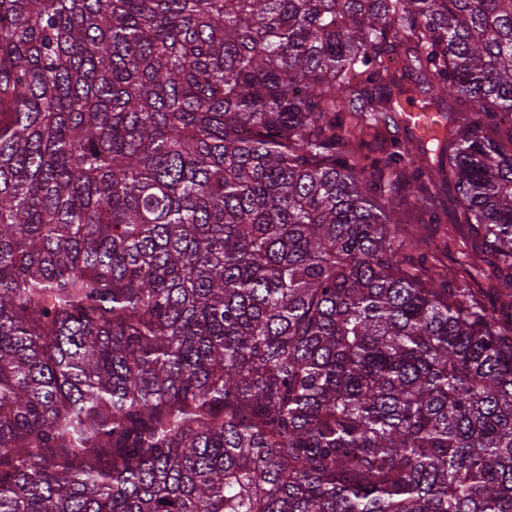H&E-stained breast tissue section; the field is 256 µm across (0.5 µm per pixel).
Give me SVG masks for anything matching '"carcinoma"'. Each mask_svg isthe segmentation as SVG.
Wrapping results in <instances>:
<instances>
[{"mask_svg": "<svg viewBox=\"0 0 512 512\" xmlns=\"http://www.w3.org/2000/svg\"><path fill=\"white\" fill-rule=\"evenodd\" d=\"M506 115L512 0H0V512H512ZM405 113L410 117L408 125L418 137L426 136L434 127V117L437 116L435 112H424L418 107L409 106L404 104ZM426 236L429 251L442 259L448 268L462 276L468 262L478 263L481 271L470 280L472 288H478L486 297L493 300V290L497 284V261L488 254L482 253L481 237L465 224H412ZM445 242L447 244L445 245Z\"/></svg>", "mask_w": 512, "mask_h": 512, "instance_id": "cac0c4a2", "label": "carcinoma"}]
</instances>
